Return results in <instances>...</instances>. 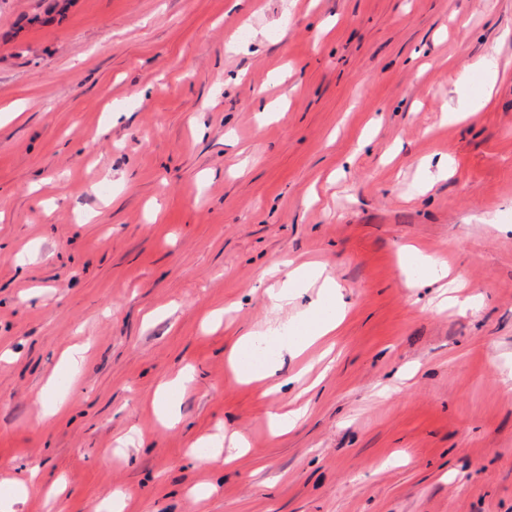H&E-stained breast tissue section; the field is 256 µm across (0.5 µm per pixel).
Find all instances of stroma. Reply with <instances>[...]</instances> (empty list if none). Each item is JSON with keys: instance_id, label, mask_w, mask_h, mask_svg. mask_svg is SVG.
I'll use <instances>...</instances> for the list:
<instances>
[{"instance_id": "stroma-1", "label": "stroma", "mask_w": 512, "mask_h": 512, "mask_svg": "<svg viewBox=\"0 0 512 512\" xmlns=\"http://www.w3.org/2000/svg\"><path fill=\"white\" fill-rule=\"evenodd\" d=\"M47 4L0 0L16 512H512V0H74L28 25ZM496 40L490 89L473 63ZM408 244L477 305L407 290ZM289 260L325 265L345 318L277 435L291 392L228 354L317 300L271 309ZM185 371L168 427L157 388ZM234 432L230 466L192 449ZM306 412V406H297L285 413L273 410L268 413V423L272 431L285 433L296 427Z\"/></svg>"}]
</instances>
